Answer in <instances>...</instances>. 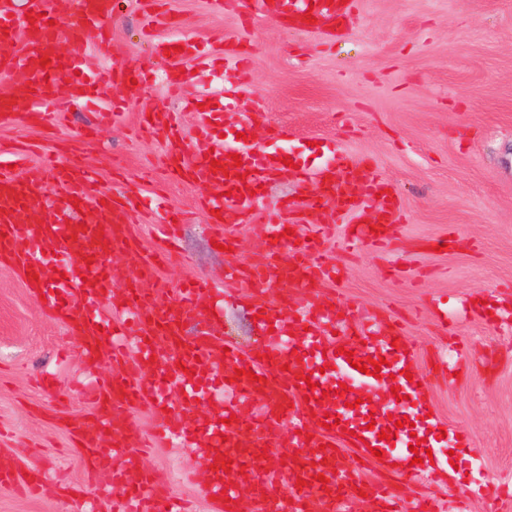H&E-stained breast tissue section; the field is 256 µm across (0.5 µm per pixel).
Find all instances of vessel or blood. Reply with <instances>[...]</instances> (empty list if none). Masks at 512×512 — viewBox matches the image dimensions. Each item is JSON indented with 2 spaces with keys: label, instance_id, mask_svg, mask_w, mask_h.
Listing matches in <instances>:
<instances>
[{
  "label": "vessel or blood",
  "instance_id": "obj_1",
  "mask_svg": "<svg viewBox=\"0 0 512 512\" xmlns=\"http://www.w3.org/2000/svg\"><path fill=\"white\" fill-rule=\"evenodd\" d=\"M256 14L291 18L295 28L310 30L312 21L345 17L348 6L339 0H255ZM112 0H26L25 15H17L8 0H0V41L23 34L18 52L0 55V73L20 75L8 98L0 100V122L21 117L41 126L55 125L61 88L69 101L103 97L116 84H130L137 70L112 61L107 23ZM67 22L69 51L58 55L57 25ZM96 49L107 64L85 70L88 49ZM142 129L178 140L181 130L173 113L155 112L141 119ZM224 115L203 112L192 156L177 155L170 163L173 180L190 181L210 190L203 200L217 243L230 247L245 214L266 226L259 262L226 270L225 277L248 288L259 301L261 331L269 332L264 358L227 347L216 321L199 326L195 336L185 325L197 324L217 289L196 279L169 302L157 288L156 264L134 247L131 216L142 200L131 194L106 193L93 168L47 155L36 167L23 155L0 143V253L13 255L20 269L39 277L44 305L75 329L84 364L104 360L109 377L96 382L89 395L92 409L72 430L80 455L109 473L123 498L122 512H182L166 484L148 471L138 451L143 435L131 424L132 405H150L157 430L167 437L205 448L213 460L206 497L215 498L218 512H239L251 499L254 512H306L308 502L322 512H343L347 503L366 495L373 512H466L467 493L448 495L447 510L434 498L397 494L394 486L364 478L350 457L370 460L382 451L381 467L401 461L399 484L410 486L427 478L447 482L448 470L430 463L412 464L416 440L426 447L444 448L456 439L439 417L428 416L426 376L414 369L417 352L401 326L389 321H355L349 305L337 300L328 281L340 274L325 260L335 231V215L353 214L350 246L389 248L396 238L401 200L388 192L370 161L350 156L309 169L283 164L276 143L287 140V127L270 129L267 143L238 146V159L220 146ZM219 167H212V160ZM293 176L313 179L316 193L295 199L292 208L307 231H296L292 246L281 234L287 228L282 213L253 208V192L261 184ZM359 193L349 198L348 185ZM90 209L85 227L71 218L77 208ZM126 263L112 265L111 255ZM63 259L61 271L48 267L49 258ZM306 305H298V298ZM135 331L138 358L127 367L120 336ZM385 359L380 376L358 371L351 359ZM234 369L226 378L225 369ZM354 383L367 392L378 384L396 383L417 404L414 426L404 425L401 405L385 404L384 428L389 439L370 429L375 403L364 402L339 413L330 382ZM178 386L184 406L166 408L163 386ZM214 398L215 412L195 415V402ZM232 466L217 461V453ZM0 484L34 489L27 473L9 457L0 456Z\"/></svg>",
  "mask_w": 512,
  "mask_h": 512
}]
</instances>
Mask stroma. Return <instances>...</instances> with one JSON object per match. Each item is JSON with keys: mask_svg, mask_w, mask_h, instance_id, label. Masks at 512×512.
<instances>
[{"mask_svg": "<svg viewBox=\"0 0 512 512\" xmlns=\"http://www.w3.org/2000/svg\"><path fill=\"white\" fill-rule=\"evenodd\" d=\"M162 10L157 38L177 35L200 51L227 38L248 47L254 101L247 112L226 110L227 126L258 112L255 142L283 125L285 150L307 165L348 154L372 161L393 185L403 206L395 253L329 247L345 269L331 287L359 316L398 318L418 369L437 354L454 364V346L466 351L470 378L431 380L433 414L467 437L466 447L437 456L471 487L512 476V0H355L348 31L333 36L248 18V0H228L220 11L209 0H166ZM142 25L139 0H116L112 55L152 76L112 90L124 105L117 123L96 127L100 105L90 102L53 130L0 123V141L30 145L33 163L57 152L93 166L103 190L157 198L155 210L134 218L145 257L161 248L159 224L180 213V255L160 266V280L174 288L201 276L224 290L225 336L256 350L254 312L224 268L257 255L265 227L244 220L232 252L213 248L199 206L205 189L170 181V142L139 133L140 113L180 108L163 80L169 63ZM395 261L402 273L393 272ZM436 299L456 322L454 338L432 310ZM494 303L503 312L488 313ZM109 370L84 366L76 335L0 266V451L44 476L34 494L0 485V512H93L95 489L109 477L89 474L64 423L89 412L83 394ZM143 462L193 512H216L201 494L209 474L199 449L158 441Z\"/></svg>", "mask_w": 512, "mask_h": 512, "instance_id": "obj_1", "label": "stroma"}]
</instances>
